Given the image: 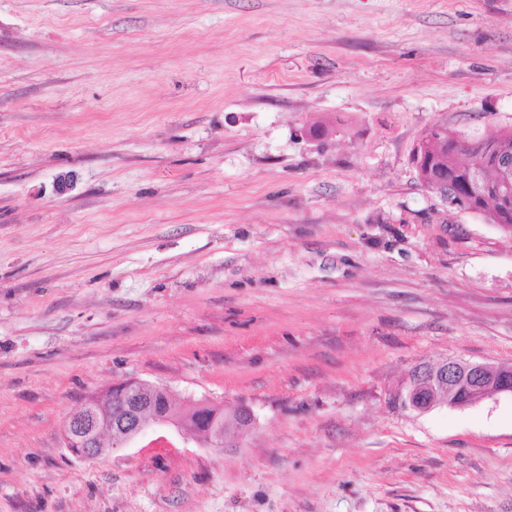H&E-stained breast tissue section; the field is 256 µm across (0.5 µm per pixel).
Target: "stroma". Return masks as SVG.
Returning <instances> with one entry per match:
<instances>
[{
  "mask_svg": "<svg viewBox=\"0 0 512 512\" xmlns=\"http://www.w3.org/2000/svg\"><path fill=\"white\" fill-rule=\"evenodd\" d=\"M436 124L512 128V0H0V512H512V398L388 401L512 363V233L421 187ZM130 378L253 426L71 454ZM431 373L425 367L416 374L409 373L405 384L391 395V399L402 403L409 411L424 414L441 404L430 400L429 395L445 388L448 393L455 394L456 405L460 408L493 394L512 398V371L506 363L447 359ZM206 408L210 410L211 427L206 439L208 447L213 448L216 451L224 450V446L231 444L241 439L247 430H235L224 433V421L226 422H237L240 417L243 416V408H240L234 415L229 418L224 417L223 406L220 403L209 402L207 404H196L192 411ZM191 411V412H192Z\"/></svg>",
  "mask_w": 512,
  "mask_h": 512,
  "instance_id": "obj_1",
  "label": "stroma"
}]
</instances>
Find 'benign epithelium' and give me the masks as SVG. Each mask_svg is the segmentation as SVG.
Instances as JSON below:
<instances>
[{
	"label": "benign epithelium",
	"instance_id": "benign-epithelium-1",
	"mask_svg": "<svg viewBox=\"0 0 512 512\" xmlns=\"http://www.w3.org/2000/svg\"><path fill=\"white\" fill-rule=\"evenodd\" d=\"M138 379H130L112 386L111 401L107 410H101L98 401L90 399L68 420L66 445L79 449L78 456L94 459L99 454L102 435L129 445L152 433L174 430L185 439L182 422L174 419L171 412L162 406L170 400L169 390L163 386L150 385ZM455 394L458 407H466L493 395L512 397V368L505 363L470 361L464 359L444 360L441 366L428 373L423 367L410 374L405 384L391 395L406 409L418 414L428 413L439 406L429 395L442 389ZM210 410L211 427L206 439L208 447L221 451L245 435L243 430L224 431L223 406L209 402L203 406Z\"/></svg>",
	"mask_w": 512,
	"mask_h": 512
}]
</instances>
